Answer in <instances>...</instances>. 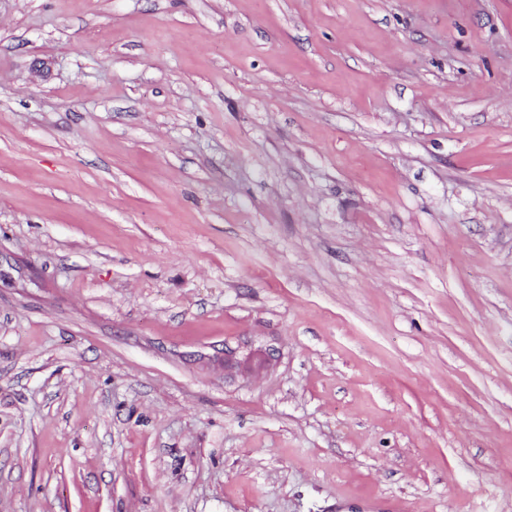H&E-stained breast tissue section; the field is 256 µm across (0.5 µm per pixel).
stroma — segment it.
I'll return each instance as SVG.
<instances>
[{
  "label": "stroma",
  "mask_w": 512,
  "mask_h": 512,
  "mask_svg": "<svg viewBox=\"0 0 512 512\" xmlns=\"http://www.w3.org/2000/svg\"><path fill=\"white\" fill-rule=\"evenodd\" d=\"M0 512H512V0H0Z\"/></svg>",
  "instance_id": "1"
}]
</instances>
